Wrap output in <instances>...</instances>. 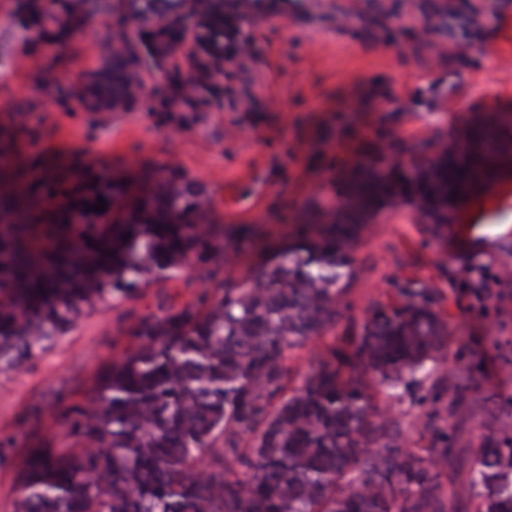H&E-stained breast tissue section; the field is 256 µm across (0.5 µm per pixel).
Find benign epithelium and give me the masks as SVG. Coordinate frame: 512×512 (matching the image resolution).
I'll list each match as a JSON object with an SVG mask.
<instances>
[{
  "instance_id": "benign-epithelium-1",
  "label": "benign epithelium",
  "mask_w": 512,
  "mask_h": 512,
  "mask_svg": "<svg viewBox=\"0 0 512 512\" xmlns=\"http://www.w3.org/2000/svg\"><path fill=\"white\" fill-rule=\"evenodd\" d=\"M124 4L129 14L143 21L170 30H186L184 47L203 75H221L228 61L238 64L255 51L244 29L252 11L249 0H152V10L147 15L141 13L143 0H124ZM229 44L234 48L230 58L226 56ZM139 90L126 63L125 48L114 46L110 67L94 87L95 102L107 107L124 104L129 95Z\"/></svg>"
}]
</instances>
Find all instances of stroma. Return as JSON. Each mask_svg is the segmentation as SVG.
<instances>
[{
	"instance_id": "stroma-1",
	"label": "stroma",
	"mask_w": 512,
	"mask_h": 512,
	"mask_svg": "<svg viewBox=\"0 0 512 512\" xmlns=\"http://www.w3.org/2000/svg\"><path fill=\"white\" fill-rule=\"evenodd\" d=\"M23 0H0V194L35 168L131 177L154 163L185 173L207 195L228 228L248 227L236 264L240 281L263 248L296 237L314 205L342 199L336 176L359 157L408 162L405 147H453L470 125L512 119V0H288L282 13L251 14L255 53L219 79L197 81L186 51L148 50L145 24L121 0L106 6L60 42L45 31L64 16L52 9L43 32L20 38ZM122 44L141 92L116 109L77 101ZM196 80L191 96L172 90ZM512 245V164L495 182L479 184L433 238L404 206L386 209L353 250L358 276L349 296L362 317L374 300L389 302L394 280L441 291L448 321L447 367L462 371L471 397L512 400V281L492 285L476 301L474 270L497 275L502 248ZM196 269L142 286L136 296L87 311L56 344L24 366L0 373V512H11L22 450L40 440L68 446L62 418L95 380L120 359L131 330L159 300L181 304L200 289Z\"/></svg>"
}]
</instances>
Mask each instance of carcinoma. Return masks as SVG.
<instances>
[{
	"mask_svg": "<svg viewBox=\"0 0 512 512\" xmlns=\"http://www.w3.org/2000/svg\"><path fill=\"white\" fill-rule=\"evenodd\" d=\"M480 135L478 158L461 152L465 172L419 166L412 177L382 156L357 162L346 202L316 208L254 278L160 302L71 409L70 446L24 449L12 512H453L462 500L512 512V414L476 410L456 371L426 369L447 356L440 292L397 283L400 302L346 315L350 247L391 205L383 195L420 199L413 211L442 236L448 216L429 198L464 196L509 129L491 122ZM46 183L26 174L0 200L1 373L51 347L84 308L185 267L211 279L241 252L203 189L164 165L77 181L54 207L43 206ZM99 199L106 210H85ZM315 338L308 370L292 377L288 361ZM398 388L422 408L413 421L374 402ZM455 417L489 434L468 478L450 483Z\"/></svg>",
	"mask_w": 512,
	"mask_h": 512,
	"instance_id": "obj_1",
	"label": "carcinoma"
}]
</instances>
